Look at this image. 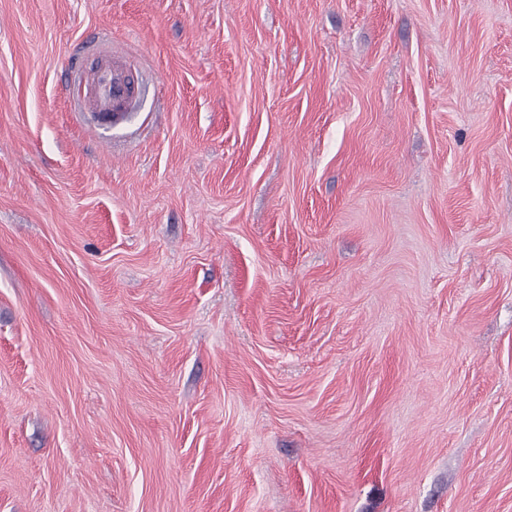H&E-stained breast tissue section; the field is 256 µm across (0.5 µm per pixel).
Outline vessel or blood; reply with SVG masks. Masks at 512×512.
<instances>
[{
	"label": "vessel or blood",
	"mask_w": 512,
	"mask_h": 512,
	"mask_svg": "<svg viewBox=\"0 0 512 512\" xmlns=\"http://www.w3.org/2000/svg\"><path fill=\"white\" fill-rule=\"evenodd\" d=\"M82 81L85 106L97 123L118 125L125 121L128 109L137 99L139 87L120 58L109 55L88 58Z\"/></svg>",
	"instance_id": "1"
}]
</instances>
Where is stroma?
<instances>
[{
    "label": "stroma",
    "instance_id": "1",
    "mask_svg": "<svg viewBox=\"0 0 512 512\" xmlns=\"http://www.w3.org/2000/svg\"><path fill=\"white\" fill-rule=\"evenodd\" d=\"M0 512H512V0H0ZM84 59L79 68H83L87 110L99 124H121L139 93L135 77L119 57L94 55L85 67Z\"/></svg>",
    "mask_w": 512,
    "mask_h": 512
}]
</instances>
